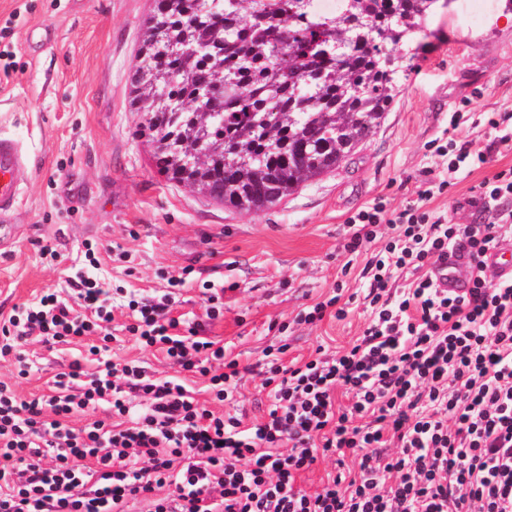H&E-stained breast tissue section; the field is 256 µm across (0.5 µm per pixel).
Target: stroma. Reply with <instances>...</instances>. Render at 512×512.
Instances as JSON below:
<instances>
[{"instance_id": "obj_1", "label": "stroma", "mask_w": 512, "mask_h": 512, "mask_svg": "<svg viewBox=\"0 0 512 512\" xmlns=\"http://www.w3.org/2000/svg\"><path fill=\"white\" fill-rule=\"evenodd\" d=\"M152 0H0V135L25 151L30 179L11 214L18 239L0 252V313L61 289L85 243H100L101 274L140 295L190 269L176 314L223 340L250 372L237 407L247 420L268 405L252 370L266 347L288 343V358L317 347L337 351L364 328L361 257L345 245L347 219L373 200L396 211L414 204L425 179L442 175L435 153L453 113L471 112L462 140L482 151L498 137L484 112L512 110V6L507 0H452L405 52L411 66L375 133L333 172L306 182L263 211L231 212L166 183L134 131L133 79ZM50 25L51 41L32 36ZM486 169L461 171L430 204L473 224L470 201ZM52 240L56 262L41 258ZM224 288V314L205 315L204 282ZM350 296L345 319L294 324L335 284ZM27 350L36 369L17 389L42 394L77 349Z\"/></svg>"}]
</instances>
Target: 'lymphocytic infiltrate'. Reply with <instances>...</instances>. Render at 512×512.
Here are the masks:
<instances>
[{"instance_id":"1","label":"lymphocytic infiltrate","mask_w":512,"mask_h":512,"mask_svg":"<svg viewBox=\"0 0 512 512\" xmlns=\"http://www.w3.org/2000/svg\"><path fill=\"white\" fill-rule=\"evenodd\" d=\"M503 122L486 114L500 135L478 152L452 123L437 148L449 172L512 150ZM446 186L428 179L417 205L390 212L377 201L349 217L350 253L385 240L360 273L368 323L336 354L266 360L270 404L249 426L212 408L233 401L238 361L174 315L171 294L130 299L126 330L200 376V395L139 361L106 359L112 291L93 270L68 278L67 294L14 308L0 319V359L17 355L19 376L32 369L19 355L30 337L87 347L49 394L24 399L0 380V512H128L144 501L150 512H512V283L481 261L512 232V167L480 182L477 224L430 209ZM455 244L474 260L461 295L433 276ZM404 272L409 287L394 289ZM322 455L338 471L308 490L300 478Z\"/></svg>"}]
</instances>
